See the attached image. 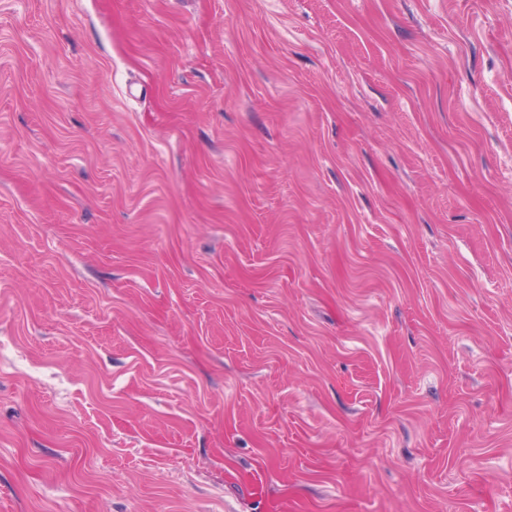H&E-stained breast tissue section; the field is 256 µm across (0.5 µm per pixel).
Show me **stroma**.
Listing matches in <instances>:
<instances>
[{
	"label": "stroma",
	"mask_w": 512,
	"mask_h": 512,
	"mask_svg": "<svg viewBox=\"0 0 512 512\" xmlns=\"http://www.w3.org/2000/svg\"><path fill=\"white\" fill-rule=\"evenodd\" d=\"M0 512H512V0H0Z\"/></svg>",
	"instance_id": "1"
}]
</instances>
